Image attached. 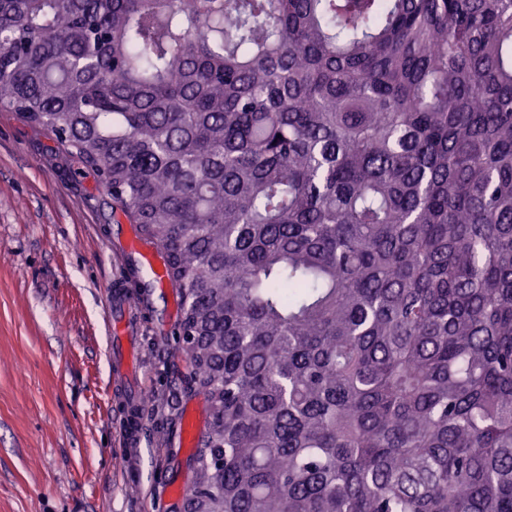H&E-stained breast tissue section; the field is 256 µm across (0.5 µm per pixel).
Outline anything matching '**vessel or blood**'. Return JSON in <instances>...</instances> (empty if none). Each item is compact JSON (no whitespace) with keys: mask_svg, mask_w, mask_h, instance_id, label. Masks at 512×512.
<instances>
[{"mask_svg":"<svg viewBox=\"0 0 512 512\" xmlns=\"http://www.w3.org/2000/svg\"><path fill=\"white\" fill-rule=\"evenodd\" d=\"M129 253L140 262L144 273L157 283H164L165 271L160 258L154 253L133 243L128 247ZM136 308L135 300L124 296H113L107 303L106 321L108 324H123L124 337H111L110 356L112 361L113 393L116 401L123 406L120 415L123 444L136 448L141 444L142 422L147 406L145 388L140 380L141 371L138 357L128 356L124 343H136L132 325V314Z\"/></svg>","mask_w":512,"mask_h":512,"instance_id":"vessel-or-blood-1","label":"vessel or blood"}]
</instances>
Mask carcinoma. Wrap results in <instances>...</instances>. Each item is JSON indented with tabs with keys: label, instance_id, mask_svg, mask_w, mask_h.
Returning a JSON list of instances; mask_svg holds the SVG:
<instances>
[{
	"label": "carcinoma",
	"instance_id": "cac0c4a2",
	"mask_svg": "<svg viewBox=\"0 0 512 512\" xmlns=\"http://www.w3.org/2000/svg\"><path fill=\"white\" fill-rule=\"evenodd\" d=\"M156 246L184 512H512V0H0V108Z\"/></svg>",
	"mask_w": 512,
	"mask_h": 512
}]
</instances>
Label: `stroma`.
I'll return each mask as SVG.
<instances>
[{
	"label": "stroma",
	"mask_w": 512,
	"mask_h": 512,
	"mask_svg": "<svg viewBox=\"0 0 512 512\" xmlns=\"http://www.w3.org/2000/svg\"><path fill=\"white\" fill-rule=\"evenodd\" d=\"M135 227L112 220L101 178L50 130L0 109V512H183L194 447H177L200 396L179 340L176 288L136 311L148 391L128 467L112 403L107 300Z\"/></svg>",
	"instance_id": "1"
}]
</instances>
